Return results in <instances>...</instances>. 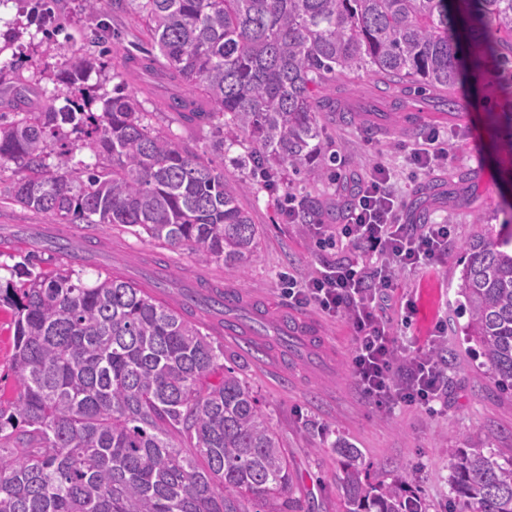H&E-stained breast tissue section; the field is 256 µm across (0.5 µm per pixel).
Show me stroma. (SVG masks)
<instances>
[{"instance_id":"obj_1","label":"stroma","mask_w":512,"mask_h":512,"mask_svg":"<svg viewBox=\"0 0 512 512\" xmlns=\"http://www.w3.org/2000/svg\"><path fill=\"white\" fill-rule=\"evenodd\" d=\"M52 22L40 29L19 15L16 4L0 8V68L31 82V103L40 106L54 100L110 95L137 86L115 76L111 63L101 55L108 43L126 46L140 32V23L129 8L102 0L101 14L89 15L82 0H54ZM90 55L101 64L72 87L59 81L72 57ZM338 104L367 115V123H344L333 115L323 117L327 151L340 155L335 177L323 178L305 169L294 175L275 176L276 189L255 185L241 202L258 224L261 236L257 252L246 267L232 271L200 264L186 248L168 250L169 273L178 284L203 277L215 284L234 286L245 306L260 305L270 322L297 314L310 322V331L298 334L299 350L271 347L266 365L248 356L243 343L225 341L224 362L234 367L261 399L266 413L288 450L294 487L288 498L292 512H342V466L333 446L344 440L357 448L371 484L391 483L406 475L408 489L420 497L427 512H446L452 496L450 464L459 449L480 446L492 449L496 459L512 456V394L501 387L498 376L479 356L463 332L467 316L458 294L466 242L478 230L501 224L498 214L512 192L503 193L499 166L492 157L496 131L487 116L512 109V81L502 80L487 92L462 87L455 97L454 112L461 121L442 124L451 139L447 164L425 173H413L404 151L435 126L427 120L410 122L409 112L442 111L435 93L418 84H385L368 74L336 82ZM152 127L171 134L178 145L198 152L211 151L209 129L176 121L173 113L156 112ZM393 172L392 190L403 206V219L414 223V202L426 201L425 221L450 223L453 238L448 252L433 266L399 273V286L389 291L382 315L394 334H409L425 344L444 324L447 335L435 356L444 369V381L435 412L397 406L381 412L359 392L350 369L352 328L339 317H329L311 306L289 304L281 293L280 277L290 273L304 278L323 263L347 258L349 249L320 250L310 239L306 225L288 222L287 209H311L326 224L347 218L345 203L374 163ZM26 228L25 241L0 246V278L10 279L12 267L34 249L35 241L48 234L82 239L83 224H51L18 205L0 207V236ZM105 247L83 270L86 281L98 271L121 267L134 278L154 270L155 247L137 238L130 228L115 226L99 233ZM414 311H407V304ZM411 316L410 328L401 320ZM14 318L0 308V400L10 401L17 392L13 371Z\"/></svg>"}]
</instances>
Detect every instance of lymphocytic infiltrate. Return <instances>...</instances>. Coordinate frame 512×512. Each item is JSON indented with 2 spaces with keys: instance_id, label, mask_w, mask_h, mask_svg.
I'll return each instance as SVG.
<instances>
[{
  "instance_id": "1",
  "label": "lymphocytic infiltrate",
  "mask_w": 512,
  "mask_h": 512,
  "mask_svg": "<svg viewBox=\"0 0 512 512\" xmlns=\"http://www.w3.org/2000/svg\"><path fill=\"white\" fill-rule=\"evenodd\" d=\"M390 181L388 167L374 164L346 223L333 229L308 227L318 248L351 246L361 251V258L322 267L302 279L285 274L284 294L352 326L351 366L364 398L381 410L404 404L429 411L442 378L433 349L413 350L392 336L376 306L396 287L399 270L422 269L445 255L451 227L430 224L418 232L404 224Z\"/></svg>"
}]
</instances>
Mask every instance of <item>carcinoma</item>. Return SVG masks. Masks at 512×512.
<instances>
[{"mask_svg": "<svg viewBox=\"0 0 512 512\" xmlns=\"http://www.w3.org/2000/svg\"><path fill=\"white\" fill-rule=\"evenodd\" d=\"M128 2L158 49L112 52V70L143 82L157 112L214 131L212 151L251 171L288 164L330 176L323 142L326 85L363 71L452 94L468 71L512 77V0H113ZM51 0H25L29 21ZM92 56L60 74L76 84ZM31 86L0 71V168L22 176L4 199L52 224H124L161 249L186 247L204 264L239 270L259 226L240 204L249 183L176 145L147 122L136 96L70 99L30 110ZM71 126L66 131L64 126ZM96 162L74 160L66 138ZM60 144L48 163L50 143ZM501 229L476 235L459 285L466 335L512 390V203ZM43 250L75 260L51 270L15 266L0 284L12 310L18 393L0 406V512H285L288 452L253 389L224 365V289L196 280L190 306L164 301L162 275L133 281L118 267L92 283L72 269L100 241L46 238ZM204 305L217 322L194 320ZM344 512H426L407 478L374 486L357 449L338 442ZM455 498L471 512H512V458L464 448L451 465Z\"/></svg>", "mask_w": 512, "mask_h": 512, "instance_id": "carcinoma-1", "label": "carcinoma"}]
</instances>
